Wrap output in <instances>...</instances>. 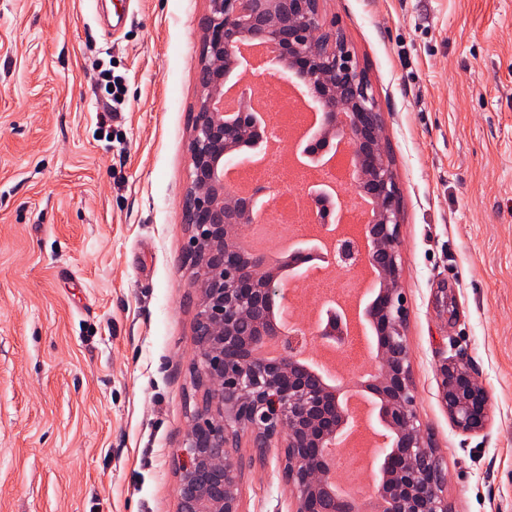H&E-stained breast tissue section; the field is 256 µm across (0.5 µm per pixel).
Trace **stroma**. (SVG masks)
<instances>
[{
	"label": "stroma",
	"mask_w": 512,
	"mask_h": 512,
	"mask_svg": "<svg viewBox=\"0 0 512 512\" xmlns=\"http://www.w3.org/2000/svg\"><path fill=\"white\" fill-rule=\"evenodd\" d=\"M206 6L0 0V512H177L205 392L181 201ZM320 10L384 123L416 409L448 512H512V0ZM458 356L489 395L479 433L441 398ZM236 454L242 512H288L283 448L257 455L244 431Z\"/></svg>",
	"instance_id": "obj_1"
}]
</instances>
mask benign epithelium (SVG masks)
<instances>
[{"instance_id":"benign-epithelium-1","label":"benign epithelium","mask_w":512,"mask_h":512,"mask_svg":"<svg viewBox=\"0 0 512 512\" xmlns=\"http://www.w3.org/2000/svg\"><path fill=\"white\" fill-rule=\"evenodd\" d=\"M206 2L200 99L192 119L189 188L182 208L192 232L184 262L196 270L193 285L200 292L195 368L207 389L183 450L177 512H241L239 466L232 454L240 429L249 431L252 447L261 453L275 442L283 444L290 512H355L351 501L332 487L327 456L330 450L340 453L350 423L340 399L347 387L379 400L378 418L385 429L384 493L368 512H448L443 470L416 411L401 284L400 197L386 156L381 113L367 80L343 36L324 25L320 0ZM244 37L270 49L281 77L304 74L309 96L324 117L321 139L309 151L347 142L357 177L342 195L370 203L368 254L379 291L367 316L377 333L376 347L370 372L336 387L305 368L293 335L274 361L253 353L278 335L274 307L284 295L266 257L239 249L253 202L224 187V165L263 139V126L250 112L253 86L243 89L238 111H224V79L238 62L235 47ZM360 255L356 242L340 239L318 260L351 274ZM345 335L344 318L328 309L320 340L336 346ZM439 373L453 424L464 432L486 430L490 401L478 374L461 357L443 361Z\"/></svg>"}]
</instances>
